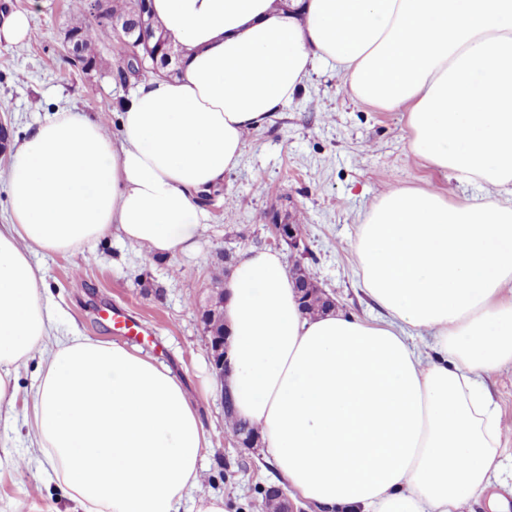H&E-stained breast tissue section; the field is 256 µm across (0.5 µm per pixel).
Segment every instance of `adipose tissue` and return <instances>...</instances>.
Instances as JSON below:
<instances>
[{
    "mask_svg": "<svg viewBox=\"0 0 512 512\" xmlns=\"http://www.w3.org/2000/svg\"><path fill=\"white\" fill-rule=\"evenodd\" d=\"M183 47L180 78L151 75L119 139L56 111L15 145L0 225V406L36 350L22 401L43 472L82 512H180L206 431L172 372L119 344L59 336L39 257L118 234L158 255L194 250L199 199L245 134L317 64L348 95L405 109L410 153L480 201L394 187L351 246L386 317L304 316L281 254L251 249L224 282L221 386L259 427L289 491L328 512H458L485 494L502 444L483 377L512 363V0H153ZM429 331L423 359L408 331Z\"/></svg>",
    "mask_w": 512,
    "mask_h": 512,
    "instance_id": "ef3b65f1",
    "label": "adipose tissue"
}]
</instances>
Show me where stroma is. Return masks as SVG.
<instances>
[{
    "mask_svg": "<svg viewBox=\"0 0 512 512\" xmlns=\"http://www.w3.org/2000/svg\"><path fill=\"white\" fill-rule=\"evenodd\" d=\"M31 16L25 40L0 44V120L11 141L28 136L38 119L60 109L99 119L119 137L122 102L139 76L118 80L119 48L95 42L97 70L68 65L63 33L73 24L94 31L92 16L69 0H0ZM404 110L386 112L346 94L342 77L325 66L266 123L245 136L238 167L201 199L207 230L190 254L161 257L130 248L114 235L64 255L41 258L47 296L61 312L57 333L80 334L138 350L182 382L205 425L199 490L223 497L226 512H257V488L281 483L273 461L224 433V406L210 363L201 316L211 296V272L225 253L271 248L266 221L303 227L299 250L280 246L285 264L302 261L337 309L369 320L385 314L363 291L351 245L367 210L392 186L433 190L450 201L481 199L476 182H461L410 154ZM265 221H258V214ZM117 307L143 333L129 337L104 319ZM39 452L26 428L0 421V512H80L66 487L37 474Z\"/></svg>",
    "mask_w": 512,
    "mask_h": 512,
    "instance_id": "1",
    "label": "stroma"
}]
</instances>
